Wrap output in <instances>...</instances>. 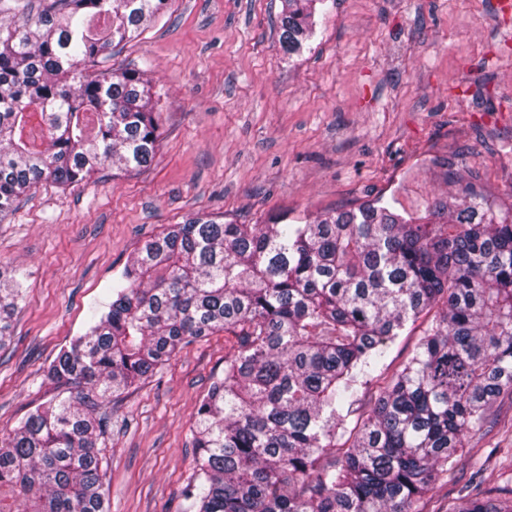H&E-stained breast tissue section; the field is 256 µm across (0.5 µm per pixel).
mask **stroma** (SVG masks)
Wrapping results in <instances>:
<instances>
[{
	"instance_id": "1",
	"label": "stroma",
	"mask_w": 512,
	"mask_h": 512,
	"mask_svg": "<svg viewBox=\"0 0 512 512\" xmlns=\"http://www.w3.org/2000/svg\"><path fill=\"white\" fill-rule=\"evenodd\" d=\"M283 0H170L166 14L100 59L150 80L151 163L74 187L43 182L0 221V268L25 299L0 349V440L57 394L43 371L105 311L144 241L199 214L303 224L376 197L419 215L474 184L512 203V5L506 0H318L297 54L279 40ZM225 333L196 340L111 398L109 512H187L190 427ZM422 512H450L473 469L512 471V441L474 437Z\"/></svg>"
}]
</instances>
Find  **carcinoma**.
<instances>
[{"label": "carcinoma", "mask_w": 512, "mask_h": 512, "mask_svg": "<svg viewBox=\"0 0 512 512\" xmlns=\"http://www.w3.org/2000/svg\"><path fill=\"white\" fill-rule=\"evenodd\" d=\"M315 0H283L280 42L300 52ZM0 28V217L46 180L131 174L158 139L150 82L98 69L115 41L169 0H42ZM25 289L0 272V348ZM425 323L388 374L387 349ZM234 342L191 428L192 512H418L470 438L512 397V218L466 188L425 215L378 197L306 224L196 216L146 240L107 311L45 370L76 389L30 412L0 444V512H108L104 419L186 344ZM376 383L370 412L354 417ZM450 512H512V481L467 492Z\"/></svg>", "instance_id": "1"}]
</instances>
